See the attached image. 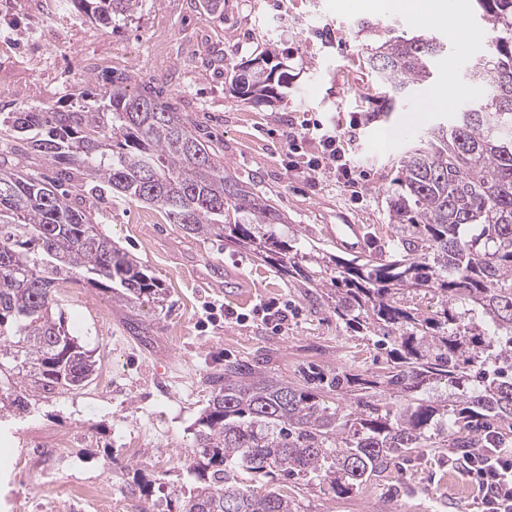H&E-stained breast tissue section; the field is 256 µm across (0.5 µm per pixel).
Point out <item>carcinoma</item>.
Here are the masks:
<instances>
[{"label":"carcinoma","instance_id":"1","mask_svg":"<svg viewBox=\"0 0 512 512\" xmlns=\"http://www.w3.org/2000/svg\"><path fill=\"white\" fill-rule=\"evenodd\" d=\"M110 28L140 0H66ZM490 52L470 78L480 97L418 138L400 158L389 198L390 260H344L284 240L285 214L271 198L224 170L216 150L182 115L119 73L98 96L72 95L54 108L10 112L13 152L32 149L55 168L46 179L0 153V422L31 401L77 390L96 361L56 315L58 288L84 282L126 305L166 289L100 232L89 208L63 185L83 175L87 192L109 190L163 210L186 234L249 250L316 300L356 336L391 345L377 371L347 373L321 388L277 378L258 361L233 360L209 379L195 423L190 486L175 488L176 512H298L277 484L350 496L418 448L489 445L496 423L512 430V0H473ZM448 51L433 37L390 38L369 58L394 96L430 75ZM256 82L245 103L285 95ZM336 395L331 408L320 393ZM141 460L129 492L147 496Z\"/></svg>","mask_w":512,"mask_h":512}]
</instances>
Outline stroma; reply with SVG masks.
I'll use <instances>...</instances> for the list:
<instances>
[{
	"mask_svg": "<svg viewBox=\"0 0 512 512\" xmlns=\"http://www.w3.org/2000/svg\"><path fill=\"white\" fill-rule=\"evenodd\" d=\"M53 0H0V92L9 109L56 105L92 76L102 88L112 69L137 74L136 90L159 93L192 129L218 151L227 173L266 193L284 213L282 238L336 253L329 228L361 225L366 251L393 255L389 196L398 160L411 141L452 117L425 114V96L439 90L447 73L434 60L432 75L377 111L384 89L368 64L380 40L424 32L445 41L471 66L490 50L472 0H446L449 15L477 31L465 45L450 41L439 25L421 26L404 12L382 11L373 0H224L211 14L199 0H142L134 16L111 28L95 27ZM377 33L359 30L360 20ZM275 49L291 76L273 105L237 101L230 92L235 65ZM319 123L341 133L353 161L355 190L335 174L311 182L303 161L316 156L313 141L288 146L290 125ZM103 234L140 261L167 291L164 306L148 298L136 306L115 303L84 284L62 289L60 309L68 326L96 361L87 386L33 403L25 417L0 425V512H36L37 503L60 498L74 482L107 483L113 497L147 512H170L172 487L188 484L185 464L193 454V429L209 397V377L228 360H266L274 375L305 382L309 372L372 371L386 350L354 337L326 306L246 251L185 234L160 209L112 194L87 196ZM242 297L240 322L204 324L207 304ZM287 303L288 327L275 334L257 310ZM71 439L65 458L32 448L51 436ZM171 456L166 470L149 469L148 499L131 497L132 475L122 448L130 435ZM453 448H422L397 462L389 476L339 499L317 489L293 488L299 512H485L481 492L462 470Z\"/></svg>",
	"mask_w": 512,
	"mask_h": 512,
	"instance_id": "obj_1",
	"label": "stroma"
}]
</instances>
